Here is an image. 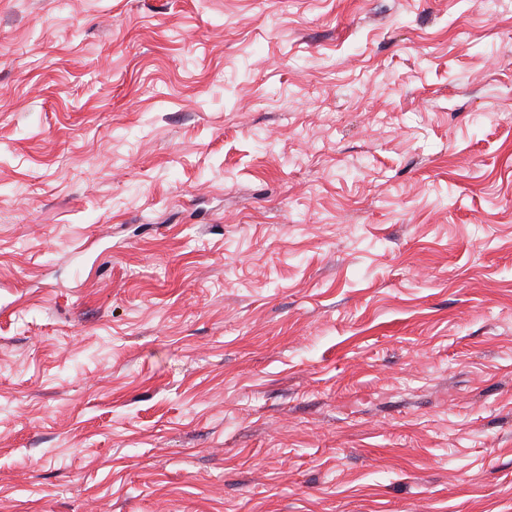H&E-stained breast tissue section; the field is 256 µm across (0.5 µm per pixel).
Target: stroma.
<instances>
[{"mask_svg": "<svg viewBox=\"0 0 512 512\" xmlns=\"http://www.w3.org/2000/svg\"><path fill=\"white\" fill-rule=\"evenodd\" d=\"M0 512H512V0H0Z\"/></svg>", "mask_w": 512, "mask_h": 512, "instance_id": "stroma-1", "label": "stroma"}]
</instances>
